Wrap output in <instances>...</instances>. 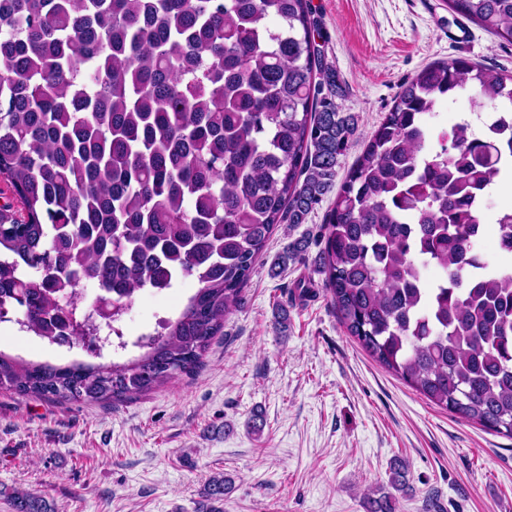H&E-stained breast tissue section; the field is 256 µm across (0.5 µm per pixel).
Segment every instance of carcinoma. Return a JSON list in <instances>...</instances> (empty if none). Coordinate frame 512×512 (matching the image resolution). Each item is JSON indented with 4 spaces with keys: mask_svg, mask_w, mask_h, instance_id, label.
Returning <instances> with one entry per match:
<instances>
[{
    "mask_svg": "<svg viewBox=\"0 0 512 512\" xmlns=\"http://www.w3.org/2000/svg\"><path fill=\"white\" fill-rule=\"evenodd\" d=\"M512 44V0H445ZM274 17L279 26L270 28ZM310 0H0V307L53 342L96 326L72 301L89 285L115 316L144 288H198L124 362L55 365L0 352V388L49 401L145 395L203 362L242 301L278 225L305 223L336 191L324 226L321 289L348 335L451 415L512 439V209L490 262L471 248L479 191L512 168L506 143L417 122L448 91L478 84L512 112V72L466 58L403 85L355 165L357 131L336 102ZM306 241L288 244L284 267ZM444 272L427 286L429 266ZM389 484L410 490L408 466ZM232 482L213 475L203 497ZM15 512H56L26 490ZM367 512H397L382 487Z\"/></svg>",
    "mask_w": 512,
    "mask_h": 512,
    "instance_id": "1",
    "label": "carcinoma"
}]
</instances>
